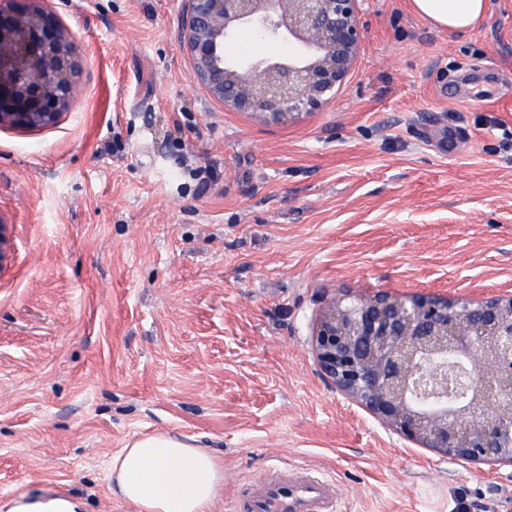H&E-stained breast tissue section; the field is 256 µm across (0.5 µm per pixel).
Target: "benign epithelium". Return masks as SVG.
<instances>
[{
  "mask_svg": "<svg viewBox=\"0 0 512 512\" xmlns=\"http://www.w3.org/2000/svg\"><path fill=\"white\" fill-rule=\"evenodd\" d=\"M0 3V123L42 127L70 103L79 48L46 9ZM359 0H182L178 37L191 78L243 112L280 121L313 112L348 75L364 39ZM251 31L275 51L231 57L224 45ZM288 44V51L277 47ZM324 376L409 441L460 463L512 466V295L442 299L351 292L330 300L313 334ZM477 359L469 375L457 360ZM469 390L448 405V393ZM437 401L423 410L421 395Z\"/></svg>",
  "mask_w": 512,
  "mask_h": 512,
  "instance_id": "benign-epithelium-1",
  "label": "benign epithelium"
}]
</instances>
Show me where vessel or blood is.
<instances>
[{
	"label": "vessel or blood",
	"instance_id": "1",
	"mask_svg": "<svg viewBox=\"0 0 512 512\" xmlns=\"http://www.w3.org/2000/svg\"><path fill=\"white\" fill-rule=\"evenodd\" d=\"M340 490L329 478L275 474L253 483L240 512H333Z\"/></svg>",
	"mask_w": 512,
	"mask_h": 512
}]
</instances>
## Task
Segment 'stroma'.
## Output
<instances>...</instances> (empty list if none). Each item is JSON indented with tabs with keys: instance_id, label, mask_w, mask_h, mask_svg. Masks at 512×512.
Segmentation results:
<instances>
[{
	"instance_id": "obj_1",
	"label": "stroma",
	"mask_w": 512,
	"mask_h": 512,
	"mask_svg": "<svg viewBox=\"0 0 512 512\" xmlns=\"http://www.w3.org/2000/svg\"><path fill=\"white\" fill-rule=\"evenodd\" d=\"M79 46L69 107L0 123V501L112 493L136 437L335 479L340 512H512V467L402 438L321 375L326 299L512 294V0L434 27L360 0L335 95L279 122L212 99L180 0H26Z\"/></svg>"
}]
</instances>
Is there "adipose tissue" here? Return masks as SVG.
<instances>
[{
	"label": "adipose tissue",
	"mask_w": 512,
	"mask_h": 512,
	"mask_svg": "<svg viewBox=\"0 0 512 512\" xmlns=\"http://www.w3.org/2000/svg\"><path fill=\"white\" fill-rule=\"evenodd\" d=\"M486 8V0H410L416 16L461 33L477 26ZM112 480L115 494L135 512H214L224 469L192 439L155 433L113 458Z\"/></svg>",
	"instance_id": "1"
}]
</instances>
